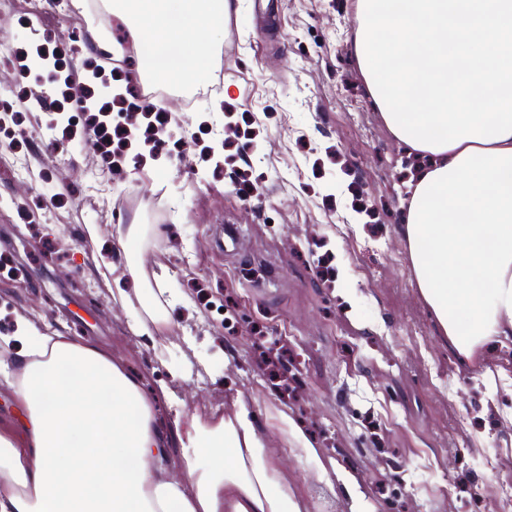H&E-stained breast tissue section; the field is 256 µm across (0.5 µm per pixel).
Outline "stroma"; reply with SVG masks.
Here are the masks:
<instances>
[{"instance_id":"1","label":"stroma","mask_w":512,"mask_h":512,"mask_svg":"<svg viewBox=\"0 0 512 512\" xmlns=\"http://www.w3.org/2000/svg\"><path fill=\"white\" fill-rule=\"evenodd\" d=\"M357 26L356 0H229L210 64L160 103L179 152L119 172L82 135L48 133L69 90L33 68L34 97L0 104L16 123L0 136V335L24 317L92 339L187 415L239 396L261 426L287 411L319 450L283 459L306 512H491L512 485V347L462 362L419 294L401 235L414 161L366 92ZM74 27L87 39L68 43ZM106 40L89 8L0 0L1 78L40 44L85 78ZM125 224L148 233L119 244ZM130 258L171 290L165 324L142 329L122 302ZM189 359L206 371L173 378Z\"/></svg>"}]
</instances>
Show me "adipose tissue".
<instances>
[{"label": "adipose tissue", "mask_w": 512, "mask_h": 512, "mask_svg": "<svg viewBox=\"0 0 512 512\" xmlns=\"http://www.w3.org/2000/svg\"><path fill=\"white\" fill-rule=\"evenodd\" d=\"M227 0H113L138 27L140 79L192 86L224 34ZM402 235L419 291L448 346L476 364L512 335V137L429 154L409 185ZM18 416L0 421V512H304L243 399L163 425L168 385L94 341L27 319L0 336ZM180 449L178 469L168 461Z\"/></svg>", "instance_id": "1"}]
</instances>
